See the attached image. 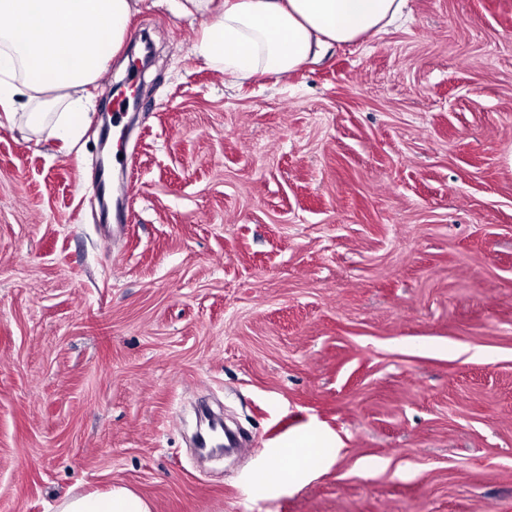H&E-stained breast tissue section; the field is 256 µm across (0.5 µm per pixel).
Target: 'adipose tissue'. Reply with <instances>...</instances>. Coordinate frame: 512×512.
I'll list each match as a JSON object with an SVG mask.
<instances>
[{
  "instance_id": "ef3b65f1",
  "label": "adipose tissue",
  "mask_w": 512,
  "mask_h": 512,
  "mask_svg": "<svg viewBox=\"0 0 512 512\" xmlns=\"http://www.w3.org/2000/svg\"><path fill=\"white\" fill-rule=\"evenodd\" d=\"M140 0H0V116L34 132L71 137L94 105L87 91L122 49ZM170 13L201 20L195 56L240 78L288 77L336 45L355 44L412 19L407 0H163ZM334 434L310 427L282 443L289 465L263 470L274 490L309 478L336 458ZM55 512H153L125 486L66 495Z\"/></svg>"
}]
</instances>
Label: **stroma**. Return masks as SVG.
I'll list each match as a JSON object with an SVG mask.
<instances>
[{"label": "stroma", "instance_id": "35a3bbf8", "mask_svg": "<svg viewBox=\"0 0 512 512\" xmlns=\"http://www.w3.org/2000/svg\"><path fill=\"white\" fill-rule=\"evenodd\" d=\"M287 79L141 0L71 143L0 126V512L129 487L153 512H512V0ZM155 44L102 212L111 86ZM250 438L199 461L192 402ZM330 467L253 494L310 425Z\"/></svg>", "mask_w": 512, "mask_h": 512}]
</instances>
